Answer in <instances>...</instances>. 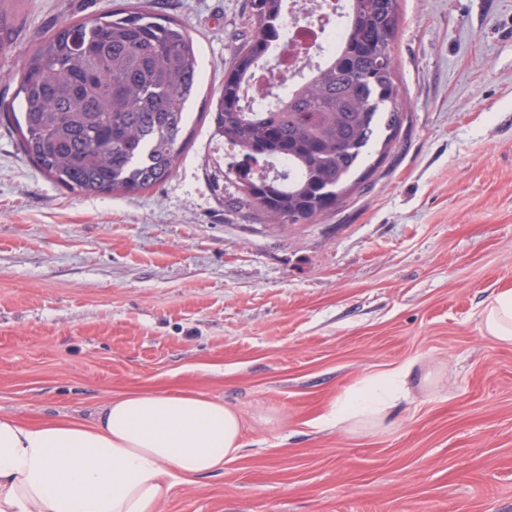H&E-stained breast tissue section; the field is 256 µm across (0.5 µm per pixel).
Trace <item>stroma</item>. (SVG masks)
Listing matches in <instances>:
<instances>
[{
    "mask_svg": "<svg viewBox=\"0 0 512 512\" xmlns=\"http://www.w3.org/2000/svg\"><path fill=\"white\" fill-rule=\"evenodd\" d=\"M121 0H18L0 23V414L92 422L133 391L224 400L238 457L161 512H512V346L481 331L512 289V0H402L407 121L364 190L310 224L235 202L203 100L253 34L248 0H139L198 38L176 171L79 197L23 154L4 107L38 35ZM422 378L390 427L317 426L368 376Z\"/></svg>",
    "mask_w": 512,
    "mask_h": 512,
    "instance_id": "obj_1",
    "label": "stroma"
}]
</instances>
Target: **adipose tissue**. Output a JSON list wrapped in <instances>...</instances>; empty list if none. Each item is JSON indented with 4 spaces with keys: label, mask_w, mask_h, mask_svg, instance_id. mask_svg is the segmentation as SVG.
Returning a JSON list of instances; mask_svg holds the SVG:
<instances>
[{
    "label": "adipose tissue",
    "mask_w": 512,
    "mask_h": 512,
    "mask_svg": "<svg viewBox=\"0 0 512 512\" xmlns=\"http://www.w3.org/2000/svg\"><path fill=\"white\" fill-rule=\"evenodd\" d=\"M482 329L512 346V290L494 293ZM407 362L335 400L319 427L375 434L408 396ZM239 412L195 394L134 392L95 422H22L0 415V512H158L174 482L223 470L243 447Z\"/></svg>",
    "instance_id": "adipose-tissue-1"
}]
</instances>
